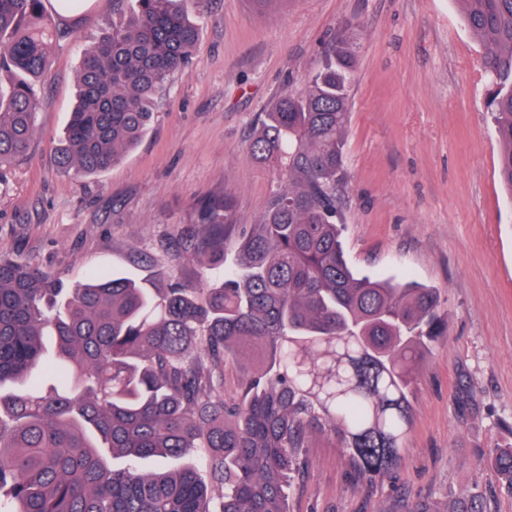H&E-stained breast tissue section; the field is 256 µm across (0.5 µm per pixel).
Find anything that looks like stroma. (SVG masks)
<instances>
[{"mask_svg":"<svg viewBox=\"0 0 512 512\" xmlns=\"http://www.w3.org/2000/svg\"><path fill=\"white\" fill-rule=\"evenodd\" d=\"M200 23L190 67L171 77L140 144L97 176L56 168L80 57L112 22V0L60 16L28 157L0 179V255L73 285L98 272L195 283L188 239L198 200L229 190L255 223L271 188L248 145L261 118L303 88L325 42L356 35L345 136L342 243L358 272L440 291L448 333L412 384L402 461L358 482L316 437L290 512H449L481 487L487 512H512L491 465L512 448V197L485 108V47L458 0H188Z\"/></svg>","mask_w":512,"mask_h":512,"instance_id":"obj_1","label":"stroma"}]
</instances>
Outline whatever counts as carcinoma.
I'll return each instance as SVG.
<instances>
[{"label": "carcinoma", "instance_id": "obj_1", "mask_svg": "<svg viewBox=\"0 0 512 512\" xmlns=\"http://www.w3.org/2000/svg\"><path fill=\"white\" fill-rule=\"evenodd\" d=\"M46 2L0 0V74L10 75L0 170L27 156L38 82L69 35ZM184 2L132 0L85 49L61 170L101 173L148 133L199 39ZM460 2L486 48V108L512 195V0ZM357 54L346 33L330 39L305 88L265 113L248 153L268 165L273 189L247 234L232 237L233 193L196 204L191 256L208 258L205 282L148 288L103 275L70 286L0 256V512H212L192 451L224 486L219 512H288L286 489L316 434L362 482L400 464L413 376L448 325L437 289L360 276L345 258ZM254 349L261 366L224 396L225 368ZM43 369L56 379L47 390L30 383ZM493 467L512 487V448ZM454 512H486L483 493Z\"/></svg>", "mask_w": 512, "mask_h": 512}]
</instances>
